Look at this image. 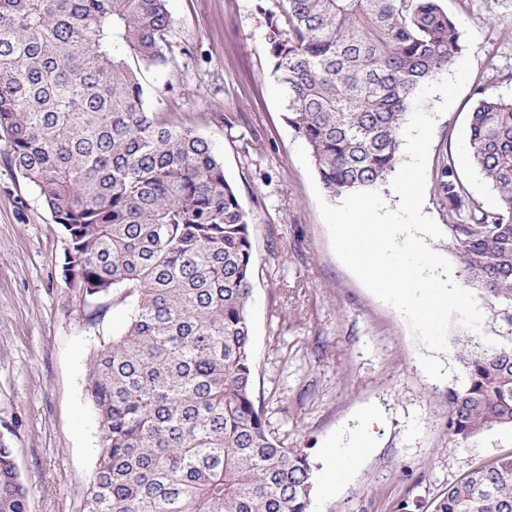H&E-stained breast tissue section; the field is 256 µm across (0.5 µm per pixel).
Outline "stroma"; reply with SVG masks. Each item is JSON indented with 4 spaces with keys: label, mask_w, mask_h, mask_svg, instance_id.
Here are the masks:
<instances>
[{
    "label": "stroma",
    "mask_w": 512,
    "mask_h": 512,
    "mask_svg": "<svg viewBox=\"0 0 512 512\" xmlns=\"http://www.w3.org/2000/svg\"><path fill=\"white\" fill-rule=\"evenodd\" d=\"M281 5L168 0L169 63L142 82L154 111L212 145L249 214L256 396L271 429L304 449L315 472H337L336 491L315 486L312 512H431L449 484L512 453L508 428L448 440V391L466 383L457 342L499 348L512 344V329L477 289L481 331L452 322L446 351H429L337 258L272 74L267 18ZM440 5L476 35L471 74L436 114L428 156L423 212L444 230L436 170L465 146L475 88L512 100V0ZM5 150L0 140V441L13 450L27 512H80L101 438L86 373L130 308L114 303L88 320L89 302L61 274L69 240ZM371 410L380 417L371 447L337 469L330 449L351 447Z\"/></svg>",
    "instance_id": "1"
}]
</instances>
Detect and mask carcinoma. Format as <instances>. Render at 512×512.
Returning <instances> with one entry per match:
<instances>
[{
  "label": "carcinoma",
  "instance_id": "obj_1",
  "mask_svg": "<svg viewBox=\"0 0 512 512\" xmlns=\"http://www.w3.org/2000/svg\"><path fill=\"white\" fill-rule=\"evenodd\" d=\"M172 26L167 0H0L6 159L67 232L66 279L130 304L86 374L101 443L82 512H311L308 454L255 402L249 216L210 143L147 103L142 74L167 66ZM268 28L286 121L333 197L387 182L415 97L462 51L438 0H282ZM477 95L467 152L498 206L470 196L450 155L436 185L468 283L512 326V100ZM457 359L449 437L512 428V345ZM0 512H26L2 443ZM433 512H512V454Z\"/></svg>",
  "mask_w": 512,
  "mask_h": 512
}]
</instances>
